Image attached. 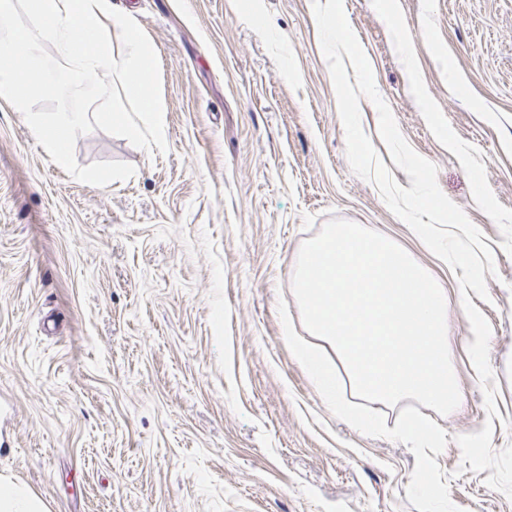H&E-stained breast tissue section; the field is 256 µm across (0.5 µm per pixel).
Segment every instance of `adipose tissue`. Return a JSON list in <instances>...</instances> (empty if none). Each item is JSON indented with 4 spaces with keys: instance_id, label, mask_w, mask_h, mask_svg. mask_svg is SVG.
<instances>
[{
    "instance_id": "ef3b65f1",
    "label": "adipose tissue",
    "mask_w": 512,
    "mask_h": 512,
    "mask_svg": "<svg viewBox=\"0 0 512 512\" xmlns=\"http://www.w3.org/2000/svg\"><path fill=\"white\" fill-rule=\"evenodd\" d=\"M52 45L57 67L39 61L43 45ZM24 47L27 67L6 64ZM150 47L122 11L103 0H0V103L25 114L29 128L45 152L68 166L67 139L90 117L81 99L106 98L110 107L98 113L101 123L140 137L145 122L162 125L163 113L145 77ZM38 95L63 98L59 112L32 111Z\"/></svg>"
}]
</instances>
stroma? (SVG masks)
<instances>
[{
  "label": "stroma",
  "instance_id": "35a3bbf8",
  "mask_svg": "<svg viewBox=\"0 0 512 512\" xmlns=\"http://www.w3.org/2000/svg\"><path fill=\"white\" fill-rule=\"evenodd\" d=\"M106 4L153 47L163 142L93 121L65 170L0 104V478L48 512H417L415 455L332 414L278 313L304 335L300 247L344 218L446 288L461 401L420 412L461 512H512V0H344L402 135L495 255L464 305L350 167L312 0Z\"/></svg>",
  "mask_w": 512,
  "mask_h": 512
}]
</instances>
